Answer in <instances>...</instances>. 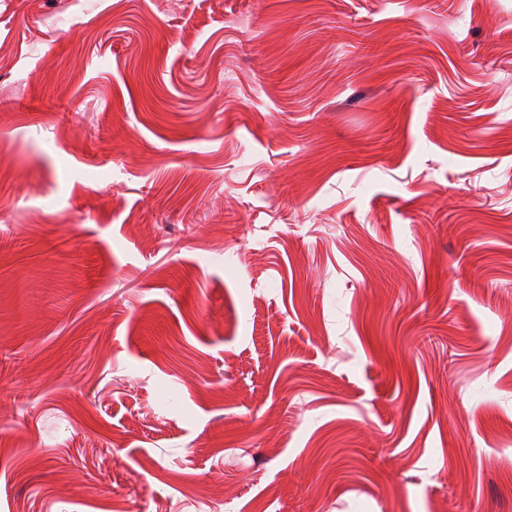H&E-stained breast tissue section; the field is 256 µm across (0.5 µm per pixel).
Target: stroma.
Segmentation results:
<instances>
[{"label": "stroma", "mask_w": 512, "mask_h": 512, "mask_svg": "<svg viewBox=\"0 0 512 512\" xmlns=\"http://www.w3.org/2000/svg\"><path fill=\"white\" fill-rule=\"evenodd\" d=\"M512 512V0H0V512Z\"/></svg>", "instance_id": "stroma-1"}]
</instances>
